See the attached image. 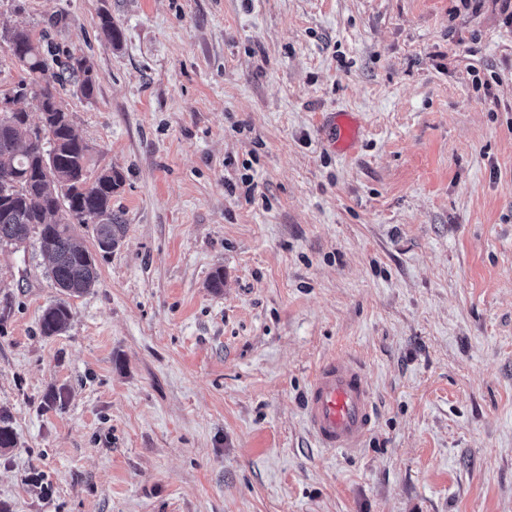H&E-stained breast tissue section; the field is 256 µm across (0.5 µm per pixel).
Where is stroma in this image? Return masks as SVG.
<instances>
[{
	"instance_id": "35a3bbf8",
	"label": "stroma",
	"mask_w": 512,
	"mask_h": 512,
	"mask_svg": "<svg viewBox=\"0 0 512 512\" xmlns=\"http://www.w3.org/2000/svg\"><path fill=\"white\" fill-rule=\"evenodd\" d=\"M16 28L90 65L60 101L127 230L76 225L98 284L60 336L37 241L0 248L9 512H512L505 0H0L1 93ZM334 356L373 393L355 453L304 421ZM329 124L336 127L337 142L340 149L353 146L357 141L358 127L349 114L345 113H332L329 116ZM70 309L65 300L49 305L40 318L43 335L54 336L66 330L70 320Z\"/></svg>"
}]
</instances>
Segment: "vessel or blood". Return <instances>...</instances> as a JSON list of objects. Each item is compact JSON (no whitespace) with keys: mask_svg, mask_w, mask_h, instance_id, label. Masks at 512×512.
Returning <instances> with one entry per match:
<instances>
[{"mask_svg":"<svg viewBox=\"0 0 512 512\" xmlns=\"http://www.w3.org/2000/svg\"><path fill=\"white\" fill-rule=\"evenodd\" d=\"M340 148L353 146L358 127L348 114H333ZM306 422L320 448L330 452L361 448L372 431L371 391L361 367L346 357L324 362L314 374L306 394Z\"/></svg>","mask_w":512,"mask_h":512,"instance_id":"b4317fda","label":"vessel or blood"}]
</instances>
